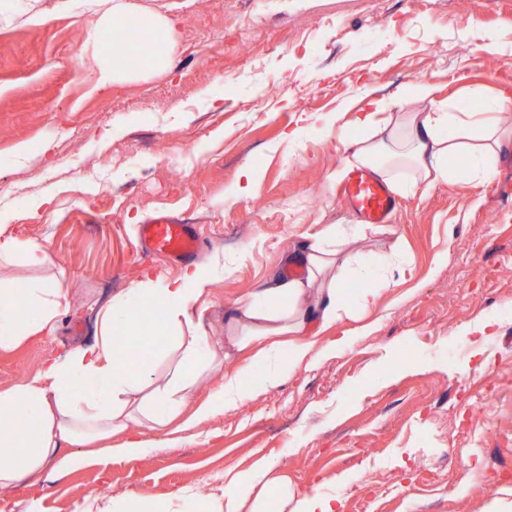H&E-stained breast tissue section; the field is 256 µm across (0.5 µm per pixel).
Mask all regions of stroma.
I'll return each instance as SVG.
<instances>
[{"instance_id":"obj_1","label":"stroma","mask_w":512,"mask_h":512,"mask_svg":"<svg viewBox=\"0 0 512 512\" xmlns=\"http://www.w3.org/2000/svg\"><path fill=\"white\" fill-rule=\"evenodd\" d=\"M122 2L125 17L173 22L169 66L99 89L113 27L87 0H0V244H40L69 287L54 334L0 352V387L91 340V302L179 274L142 250L131 216L184 220L198 261L223 255L204 313L220 346L225 308L284 271L295 244L360 222L336 172L345 140L364 135L363 90L390 102L426 82L453 112L512 98V0ZM373 28L383 38L364 42ZM318 117L343 124L344 141ZM246 166L261 176L250 198L235 191ZM448 167L450 180L400 195L389 232L365 226L368 263L396 242L408 271L375 313L321 332L324 345L352 332L348 349L270 391L251 379L252 399L163 447L0 493V512H74L130 491L209 498L225 470L260 462L342 512H487L512 490V145L483 183L465 158ZM46 198L51 209L27 218L25 204Z\"/></svg>"}]
</instances>
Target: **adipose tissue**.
<instances>
[{"mask_svg":"<svg viewBox=\"0 0 512 512\" xmlns=\"http://www.w3.org/2000/svg\"><path fill=\"white\" fill-rule=\"evenodd\" d=\"M435 90L417 84L400 96L395 112L380 117L383 102L357 118L367 137L351 142L348 165L370 167L395 191L414 192L431 178H449L448 161L467 158L471 179L490 178L500 150L512 142V130L499 126L485 112H411V103H434ZM407 168L411 176L396 180ZM360 235L326 225L292 254L301 272L279 273L260 281L244 299L232 303L226 316L228 339L212 346L203 324L205 298L224 267L220 259L185 267L172 279L149 275L103 305L93 306L94 337L64 355L44 362L33 374L0 388V491L20 483L39 485L46 471L64 475L99 453L137 456L145 440L130 438L132 427L164 433L183 410L188 425H197L224 408L252 398L244 376L260 375L264 389H273L315 358L318 334L342 315L369 311L379 298L375 288L359 289L348 300L341 283L354 273L370 275L364 253L356 249ZM68 307V288L57 277L31 282L23 291L0 287V350L51 330ZM158 311L151 322L143 310ZM160 339L155 360L125 361L114 340L116 331ZM171 360L158 372L156 359ZM235 367H228V359ZM223 376L221 387L202 404H194L201 376ZM38 432H31L30 423ZM122 436L119 445L111 439ZM277 487L280 512H339L341 503L318 491L293 492L259 466L233 475L223 496L195 505L194 512H266L263 490Z\"/></svg>","mask_w":512,"mask_h":512,"instance_id":"adipose-tissue-1","label":"adipose tissue"}]
</instances>
